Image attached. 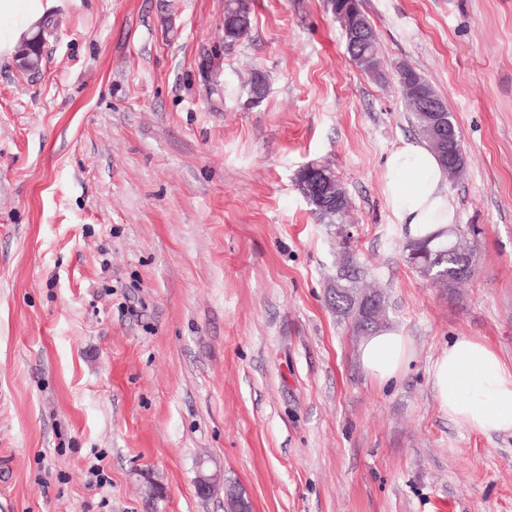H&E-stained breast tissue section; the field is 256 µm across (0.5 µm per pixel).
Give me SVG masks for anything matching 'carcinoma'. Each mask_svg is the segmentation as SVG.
<instances>
[{"label":"carcinoma","instance_id":"carcinoma-1","mask_svg":"<svg viewBox=\"0 0 512 512\" xmlns=\"http://www.w3.org/2000/svg\"><path fill=\"white\" fill-rule=\"evenodd\" d=\"M252 26L250 0H225L224 3V40L237 43L245 38ZM371 39V50L363 56L353 51L352 44H347V51L352 61L361 70L374 74L379 69L377 36L370 23H365ZM399 84L406 92L405 103L411 112L412 124L417 134L431 149L448 175V181L456 182L462 178L466 167V158L458 159L455 165L448 164L441 154L430 132V122L427 113L423 112L412 96L410 87L416 86L426 93L434 92L432 86L413 69L408 68L399 74ZM267 92V80L260 71L252 73L250 81V96L253 99H263ZM307 193L308 203L322 224L333 227L350 223V204L346 189L337 177H332L330 194L337 199L334 209L322 206L321 192L300 187ZM476 234L473 228H462L457 224L448 227V234L430 235L422 240L405 239L403 252L407 265L431 283L453 289L460 282L469 278L474 264V246L467 243L466 236ZM365 271L350 261L343 254L338 259L336 276L333 282L340 284L338 288H328V301L338 316L350 322L352 333L356 336H367L384 327L386 312H381L376 321L365 319V305L369 297L376 296L385 301L382 293L369 291L362 286Z\"/></svg>","mask_w":512,"mask_h":512}]
</instances>
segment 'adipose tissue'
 Masks as SVG:
<instances>
[{
  "mask_svg": "<svg viewBox=\"0 0 512 512\" xmlns=\"http://www.w3.org/2000/svg\"><path fill=\"white\" fill-rule=\"evenodd\" d=\"M46 0H0V56L16 52L23 34L46 15ZM384 195L401 228L420 239L456 221L448 177L426 146L405 142L385 162ZM413 359L401 329L365 336L359 347L364 371L379 384L398 379ZM440 409L450 421L481 434L512 432V367L490 346L460 336L432 364Z\"/></svg>",
  "mask_w": 512,
  "mask_h": 512,
  "instance_id": "ef3b65f1",
  "label": "adipose tissue"
}]
</instances>
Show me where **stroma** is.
I'll return each mask as SVG.
<instances>
[{"mask_svg":"<svg viewBox=\"0 0 512 512\" xmlns=\"http://www.w3.org/2000/svg\"><path fill=\"white\" fill-rule=\"evenodd\" d=\"M362 7L371 75L327 0H251L213 81L224 0H54L41 71L0 56V512H224L227 479L255 512H512V432L453 424L430 380L457 336L512 367V0ZM404 67L465 149L448 195L477 259L451 291L406 264L383 193L419 140ZM313 162L413 341L384 387L326 301L336 240L296 186Z\"/></svg>","mask_w":512,"mask_h":512,"instance_id":"obj_1","label":"stroma"}]
</instances>
